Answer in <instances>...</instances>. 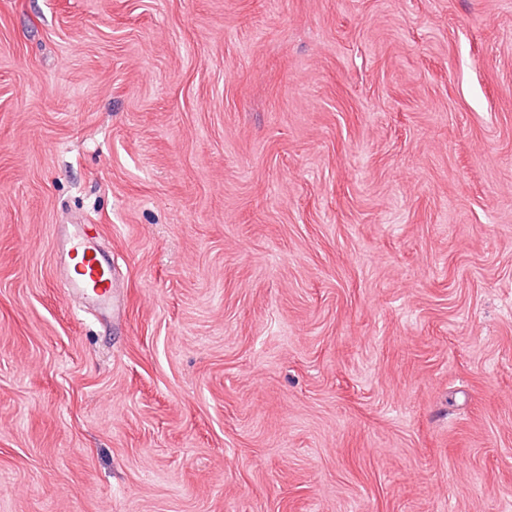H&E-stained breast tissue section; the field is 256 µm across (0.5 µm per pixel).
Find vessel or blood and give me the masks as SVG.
Instances as JSON below:
<instances>
[{
	"mask_svg": "<svg viewBox=\"0 0 512 512\" xmlns=\"http://www.w3.org/2000/svg\"><path fill=\"white\" fill-rule=\"evenodd\" d=\"M93 227L76 226L67 243L63 286L78 306L94 302L106 310L118 307L111 259L102 252Z\"/></svg>",
	"mask_w": 512,
	"mask_h": 512,
	"instance_id": "1",
	"label": "vessel or blood"
}]
</instances>
